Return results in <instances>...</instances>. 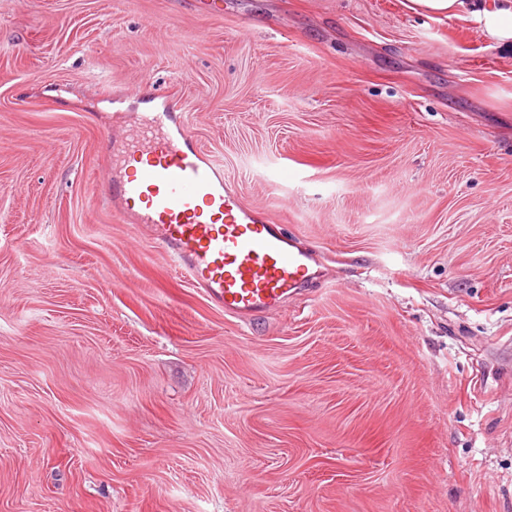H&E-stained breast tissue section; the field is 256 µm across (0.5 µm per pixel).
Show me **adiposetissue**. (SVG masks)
Wrapping results in <instances>:
<instances>
[{"label":"adipose tissue","mask_w":512,"mask_h":512,"mask_svg":"<svg viewBox=\"0 0 512 512\" xmlns=\"http://www.w3.org/2000/svg\"><path fill=\"white\" fill-rule=\"evenodd\" d=\"M411 7L447 17L467 15L486 37L512 44V0H497L492 7L485 0H411Z\"/></svg>","instance_id":"ef3b65f1"}]
</instances>
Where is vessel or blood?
I'll list each match as a JSON object with an SVG mask.
<instances>
[{
  "label": "vessel or blood",
  "mask_w": 512,
  "mask_h": 512,
  "mask_svg": "<svg viewBox=\"0 0 512 512\" xmlns=\"http://www.w3.org/2000/svg\"><path fill=\"white\" fill-rule=\"evenodd\" d=\"M129 167L98 190L144 224L191 287L250 319L316 277L315 256L262 211L244 206L224 172L168 109L149 113L121 154Z\"/></svg>",
  "instance_id": "vessel-or-blood-1"
}]
</instances>
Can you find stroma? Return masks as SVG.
<instances>
[{"label": "stroma", "mask_w": 512, "mask_h": 512, "mask_svg": "<svg viewBox=\"0 0 512 512\" xmlns=\"http://www.w3.org/2000/svg\"><path fill=\"white\" fill-rule=\"evenodd\" d=\"M153 91L305 291L226 315L94 197ZM0 512H512V46L409 0H0Z\"/></svg>", "instance_id": "1"}]
</instances>
